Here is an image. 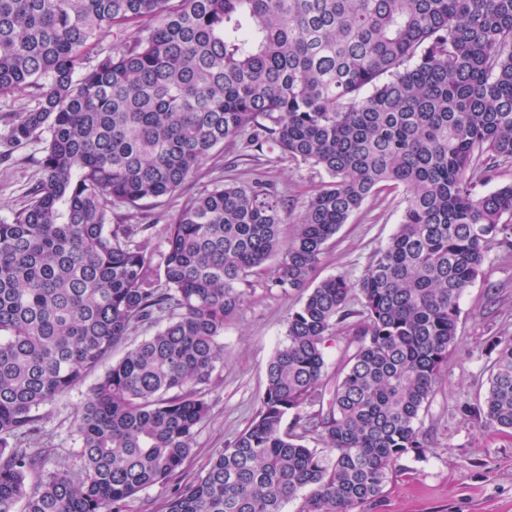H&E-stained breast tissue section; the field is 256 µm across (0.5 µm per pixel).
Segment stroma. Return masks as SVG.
Wrapping results in <instances>:
<instances>
[{
    "label": "stroma",
    "mask_w": 512,
    "mask_h": 512,
    "mask_svg": "<svg viewBox=\"0 0 512 512\" xmlns=\"http://www.w3.org/2000/svg\"><path fill=\"white\" fill-rule=\"evenodd\" d=\"M41 148V142L34 141L12 160L0 161V220L10 219L23 206L26 190L39 180ZM258 174L298 204L321 179L315 169L266 148L217 147L183 193L147 205L146 215L155 220L145 233L148 248L162 249L163 227L184 194L218 183L247 182ZM404 207L399 193L368 198L328 243L318 278L361 276L373 252L396 231ZM300 303V295L268 289L257 278L247 287L241 308L224 326V361L217 365L206 392L210 417L198 432L178 483L203 473L258 412L267 363L285 338L289 311ZM459 307L458 344L448 356L447 374L417 421L429 446L422 457L402 461L382 502L366 512H512V434L483 431L477 420L461 412L464 402L478 400L485 391L494 341L512 336V258L491 251L484 276L465 291ZM97 379V374H90L67 395L39 408L42 431L21 445L45 449L44 472L63 465L80 470L74 419Z\"/></svg>",
    "instance_id": "stroma-1"
}]
</instances>
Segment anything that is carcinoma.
Wrapping results in <instances>:
<instances>
[{
	"label": "carcinoma",
	"mask_w": 512,
	"mask_h": 512,
	"mask_svg": "<svg viewBox=\"0 0 512 512\" xmlns=\"http://www.w3.org/2000/svg\"><path fill=\"white\" fill-rule=\"evenodd\" d=\"M114 28L128 40L106 50ZM16 93L36 105L13 115L0 156L43 147L40 179L0 221V512H124L180 473L210 415L224 322L264 274L302 303L261 407L164 512L380 501L429 445L416 422L462 295L493 249L512 252V184L474 192L512 165V0H0V98ZM238 138L327 175L294 224L261 176L185 197L161 251L135 241L146 226L112 223ZM397 191L401 223L365 272L316 280L340 227ZM160 318L79 410L81 473L29 486L44 458L15 440L39 432L36 409ZM347 331L354 347L330 379L325 342ZM495 348L463 411L512 431V337Z\"/></svg>",
	"instance_id": "obj_1"
}]
</instances>
